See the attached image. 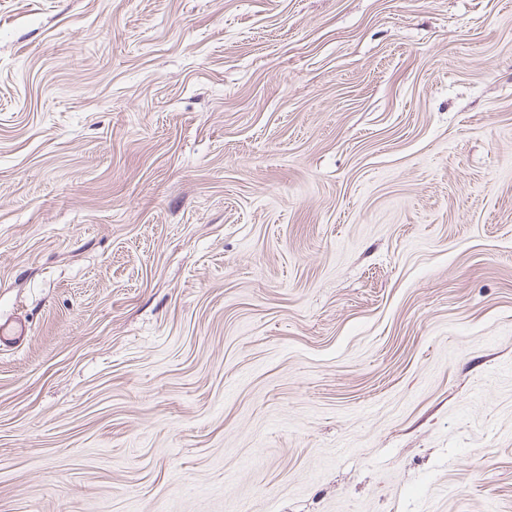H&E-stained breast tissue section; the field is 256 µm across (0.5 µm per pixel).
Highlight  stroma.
Wrapping results in <instances>:
<instances>
[{"mask_svg":"<svg viewBox=\"0 0 512 512\" xmlns=\"http://www.w3.org/2000/svg\"><path fill=\"white\" fill-rule=\"evenodd\" d=\"M0 512H512V0H0Z\"/></svg>","mask_w":512,"mask_h":512,"instance_id":"stroma-1","label":"stroma"}]
</instances>
